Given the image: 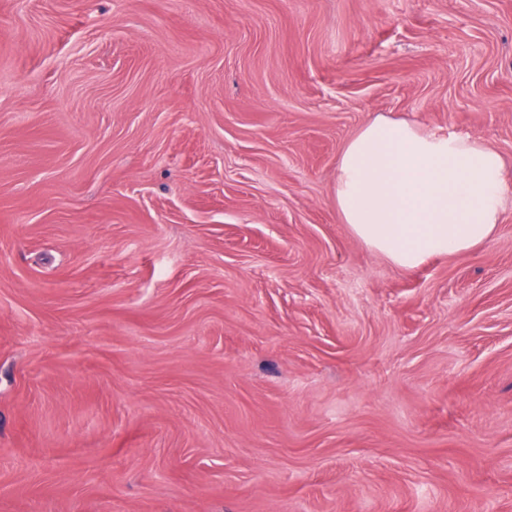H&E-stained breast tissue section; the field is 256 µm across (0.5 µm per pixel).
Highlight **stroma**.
Listing matches in <instances>:
<instances>
[{
  "label": "stroma",
  "instance_id": "obj_1",
  "mask_svg": "<svg viewBox=\"0 0 512 512\" xmlns=\"http://www.w3.org/2000/svg\"><path fill=\"white\" fill-rule=\"evenodd\" d=\"M375 113L512 183V0H0V512H512V210L366 247Z\"/></svg>",
  "mask_w": 512,
  "mask_h": 512
}]
</instances>
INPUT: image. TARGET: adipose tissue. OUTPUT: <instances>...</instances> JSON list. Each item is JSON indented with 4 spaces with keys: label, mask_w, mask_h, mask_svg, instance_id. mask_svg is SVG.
Masks as SVG:
<instances>
[{
    "label": "adipose tissue",
    "mask_w": 512,
    "mask_h": 512,
    "mask_svg": "<svg viewBox=\"0 0 512 512\" xmlns=\"http://www.w3.org/2000/svg\"><path fill=\"white\" fill-rule=\"evenodd\" d=\"M334 201L359 241L411 269L490 240L512 189L501 154L481 138L375 114L337 157Z\"/></svg>",
    "instance_id": "1"
}]
</instances>
